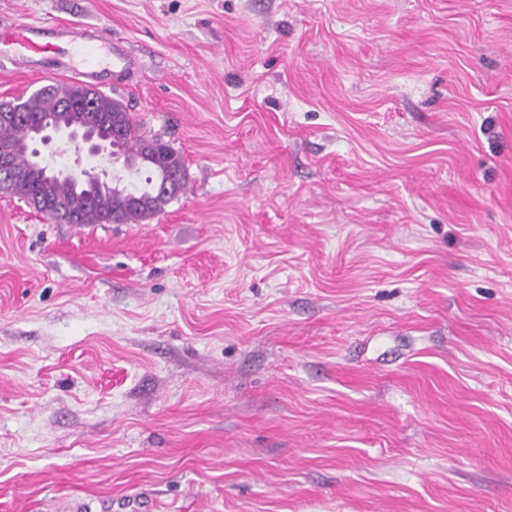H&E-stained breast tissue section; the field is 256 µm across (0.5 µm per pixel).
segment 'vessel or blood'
Here are the masks:
<instances>
[{"label":"vessel or blood","instance_id":"b4317fda","mask_svg":"<svg viewBox=\"0 0 512 512\" xmlns=\"http://www.w3.org/2000/svg\"><path fill=\"white\" fill-rule=\"evenodd\" d=\"M0 56L22 67L66 58L73 62L80 78L93 83L99 82L102 66H111L119 73L135 67L128 48L93 26L71 29L30 22L0 24Z\"/></svg>","mask_w":512,"mask_h":512}]
</instances>
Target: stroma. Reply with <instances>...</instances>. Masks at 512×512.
<instances>
[{"instance_id":"obj_1","label":"stroma","mask_w":512,"mask_h":512,"mask_svg":"<svg viewBox=\"0 0 512 512\" xmlns=\"http://www.w3.org/2000/svg\"><path fill=\"white\" fill-rule=\"evenodd\" d=\"M16 19L125 41L103 90L187 181L139 224L0 195V512H512V0Z\"/></svg>"}]
</instances>
